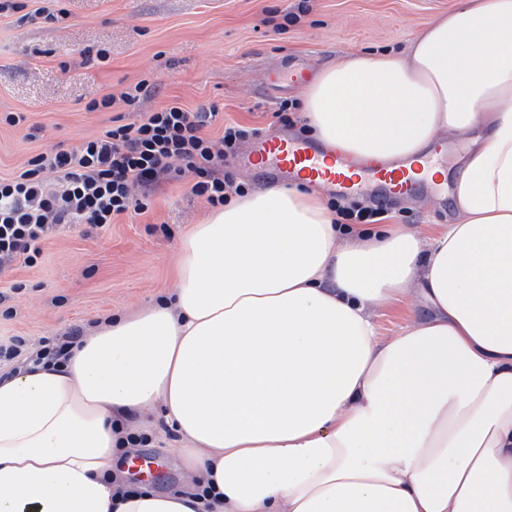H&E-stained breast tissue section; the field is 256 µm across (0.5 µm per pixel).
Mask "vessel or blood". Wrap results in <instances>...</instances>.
Masks as SVG:
<instances>
[{
  "label": "vessel or blood",
  "mask_w": 512,
  "mask_h": 512,
  "mask_svg": "<svg viewBox=\"0 0 512 512\" xmlns=\"http://www.w3.org/2000/svg\"><path fill=\"white\" fill-rule=\"evenodd\" d=\"M310 78L308 67L296 65L270 73L267 85L269 89L279 91L304 85ZM246 164L276 180L288 184L308 180L339 196L397 197L429 184L422 165L408 168L357 160L315 142L282 134L255 139Z\"/></svg>",
  "instance_id": "1"
}]
</instances>
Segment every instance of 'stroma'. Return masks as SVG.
Wrapping results in <instances>:
<instances>
[{
	"label": "stroma",
	"mask_w": 512,
	"mask_h": 512,
	"mask_svg": "<svg viewBox=\"0 0 512 512\" xmlns=\"http://www.w3.org/2000/svg\"><path fill=\"white\" fill-rule=\"evenodd\" d=\"M0 17V175L19 172L33 155L79 146L111 126L176 102L215 107L207 132L227 123L278 129L292 88L269 92L268 73L296 63L312 71L363 50L404 49L458 0H24ZM66 9L64 18L45 13ZM106 49V58L97 50ZM154 88L136 106L119 95L141 79ZM107 111H88L107 95ZM17 123H7V114ZM391 224H445L450 193L423 189L387 201ZM210 205L189 180L162 183L146 213L117 217L104 229L79 224L50 234L33 265L0 278V335L22 336L29 349L118 310H133L173 288L181 237ZM167 434L149 432L141 456L159 458L146 481L158 491L183 483L179 459L165 453Z\"/></svg>",
	"instance_id": "stroma-1"
}]
</instances>
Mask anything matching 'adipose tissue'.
Returning <instances> with one entry per match:
<instances>
[{
	"mask_svg": "<svg viewBox=\"0 0 512 512\" xmlns=\"http://www.w3.org/2000/svg\"><path fill=\"white\" fill-rule=\"evenodd\" d=\"M303 106L358 158L466 135L453 222L357 228L285 185L227 201L171 293L0 379V512H512V0L343 57ZM412 294L429 316L381 337ZM152 415L189 477L161 493L113 470Z\"/></svg>",
	"mask_w": 512,
	"mask_h": 512,
	"instance_id": "adipose-tissue-1",
	"label": "adipose tissue"
}]
</instances>
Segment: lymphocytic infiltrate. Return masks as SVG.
I'll use <instances>...</instances> for the list:
<instances>
[{
	"label": "lymphocytic infiltrate",
	"instance_id": "lymphocytic-infiltrate-1",
	"mask_svg": "<svg viewBox=\"0 0 512 512\" xmlns=\"http://www.w3.org/2000/svg\"><path fill=\"white\" fill-rule=\"evenodd\" d=\"M213 117L168 105L111 126L77 148L43 151L19 174L0 177V275L15 262H36L41 241L57 228H101L120 215L146 212L164 181L193 174L192 194L214 207L229 193L244 194L226 165L257 132L228 125L221 137H211L205 129Z\"/></svg>",
	"mask_w": 512,
	"mask_h": 512
}]
</instances>
